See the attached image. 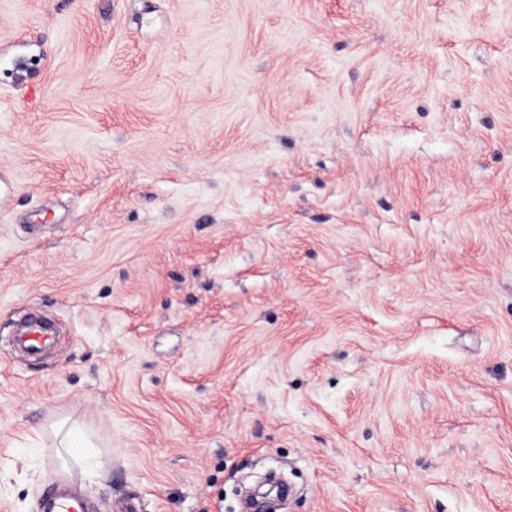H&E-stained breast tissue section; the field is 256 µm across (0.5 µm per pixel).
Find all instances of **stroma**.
I'll use <instances>...</instances> for the list:
<instances>
[{
  "mask_svg": "<svg viewBox=\"0 0 512 512\" xmlns=\"http://www.w3.org/2000/svg\"><path fill=\"white\" fill-rule=\"evenodd\" d=\"M3 186L0 512H512V0H0ZM54 327L31 314L28 316L25 324L24 334L15 336L13 342L30 355L36 356L43 352L54 340ZM61 446L65 448L68 454L80 456L84 459L90 457V451L88 448H95L86 435L75 432L74 430H68L65 433ZM54 469L53 482L43 495L41 512H90L68 474Z\"/></svg>",
  "mask_w": 512,
  "mask_h": 512,
  "instance_id": "35a3bbf8",
  "label": "stroma"
}]
</instances>
